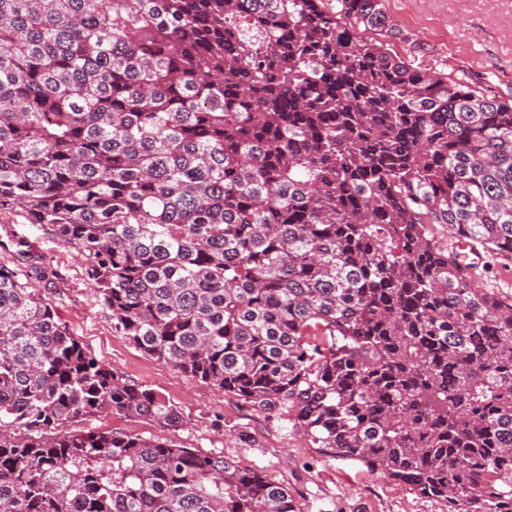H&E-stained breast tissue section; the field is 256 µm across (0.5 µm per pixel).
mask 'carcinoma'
Segmentation results:
<instances>
[{"label": "carcinoma", "mask_w": 512, "mask_h": 512, "mask_svg": "<svg viewBox=\"0 0 512 512\" xmlns=\"http://www.w3.org/2000/svg\"><path fill=\"white\" fill-rule=\"evenodd\" d=\"M0 0V215L82 258L112 333L448 512H512V103L413 69L382 0ZM0 264V512H296ZM474 244L481 251L482 258L480 252L474 248L471 242L465 241L462 236L457 238L455 253L461 260L460 265L475 267L480 264L472 273L469 272L471 276L483 288H487L499 296L512 297V261L509 262L490 253L481 245ZM471 256L474 257L470 258Z\"/></svg>", "instance_id": "1"}]
</instances>
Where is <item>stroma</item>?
<instances>
[{
    "instance_id": "1",
    "label": "stroma",
    "mask_w": 512,
    "mask_h": 512,
    "mask_svg": "<svg viewBox=\"0 0 512 512\" xmlns=\"http://www.w3.org/2000/svg\"><path fill=\"white\" fill-rule=\"evenodd\" d=\"M384 9L403 32L386 41L393 54L419 71L512 103V0H384ZM22 237L60 271V279L41 293L86 350L118 378L162 395L186 420L173 432L146 420L96 415L81 420L80 428L172 436L183 447L230 457L285 484L297 512H446L443 503L418 495L386 473L323 454L288 410L256 411L113 335L109 311L88 285L74 252L50 226L8 216L0 223V263L9 258L4 243ZM472 276L495 294L512 297V261L483 252Z\"/></svg>"
}]
</instances>
